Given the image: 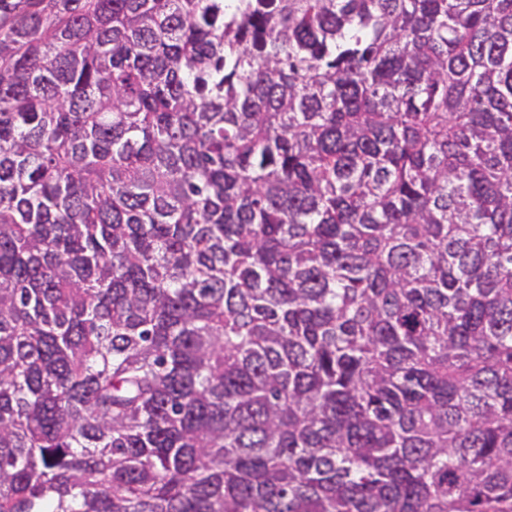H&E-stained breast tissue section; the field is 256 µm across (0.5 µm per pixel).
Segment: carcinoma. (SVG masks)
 Returning a JSON list of instances; mask_svg holds the SVG:
<instances>
[{"instance_id": "1", "label": "carcinoma", "mask_w": 512, "mask_h": 512, "mask_svg": "<svg viewBox=\"0 0 512 512\" xmlns=\"http://www.w3.org/2000/svg\"><path fill=\"white\" fill-rule=\"evenodd\" d=\"M0 512H512V0H0Z\"/></svg>"}]
</instances>
